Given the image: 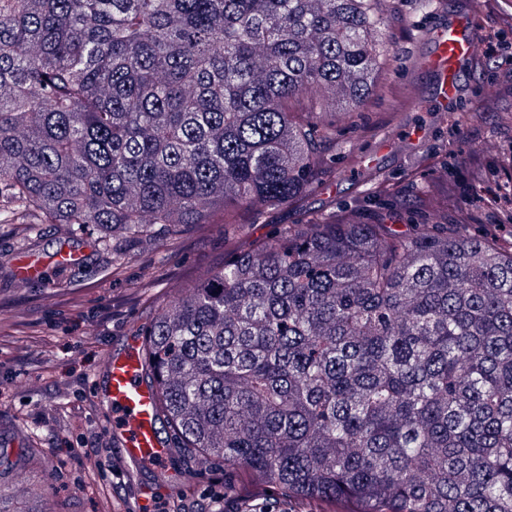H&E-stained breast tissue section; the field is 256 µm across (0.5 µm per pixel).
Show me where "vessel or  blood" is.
Returning a JSON list of instances; mask_svg holds the SVG:
<instances>
[{"label":"vessel or blood","instance_id":"1","mask_svg":"<svg viewBox=\"0 0 512 512\" xmlns=\"http://www.w3.org/2000/svg\"><path fill=\"white\" fill-rule=\"evenodd\" d=\"M431 42L432 50L423 58L422 66L435 78V105L445 110L456 101L461 67L480 46L473 12L461 13L436 27ZM43 265V258L23 254L14 271L17 279L37 280ZM105 371V395L100 406L110 417L108 428L120 447L123 462H163L168 448L156 432L157 396L142 378L140 343L130 342L122 351L109 355Z\"/></svg>","mask_w":512,"mask_h":512}]
</instances>
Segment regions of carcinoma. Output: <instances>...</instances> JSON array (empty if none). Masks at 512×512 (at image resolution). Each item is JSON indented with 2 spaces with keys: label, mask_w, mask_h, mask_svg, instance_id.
<instances>
[{
  "label": "carcinoma",
  "mask_w": 512,
  "mask_h": 512,
  "mask_svg": "<svg viewBox=\"0 0 512 512\" xmlns=\"http://www.w3.org/2000/svg\"><path fill=\"white\" fill-rule=\"evenodd\" d=\"M397 0H0V215L112 244L292 203ZM160 430L332 512H512V245L314 216L142 328Z\"/></svg>",
  "instance_id": "cac0c4a2"
}]
</instances>
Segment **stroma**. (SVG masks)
Wrapping results in <instances>:
<instances>
[{
    "mask_svg": "<svg viewBox=\"0 0 512 512\" xmlns=\"http://www.w3.org/2000/svg\"><path fill=\"white\" fill-rule=\"evenodd\" d=\"M466 4L477 24L500 18L499 54L512 55V0H433L427 10L416 0H400L397 61L379 74L378 91L363 107L337 113L329 149L340 170L348 149L371 155L370 176L314 187L287 206L257 208L242 224L187 225L152 246L131 245L128 263L118 270L111 251L84 242L80 265L48 268L45 280L25 287L17 284L7 256L19 246L15 227L0 222V318L10 323L0 333V434L22 427L32 435L31 448L56 461L49 500L36 488L35 469L12 472L13 481L32 488L13 501L14 512H40L46 504L52 512H135L143 498L162 512H244L245 503L219 496V464L188 484L189 462L172 456L161 467L130 475L96 401L108 353L123 349L151 322L158 299L198 270L222 265L232 247L247 248L313 214L353 213L365 223L383 218L403 231L432 224L436 218L423 202L431 183L448 187L449 223L463 219L468 232L496 227L502 239L512 238V214L481 204L502 178L500 161L512 157V76L479 55L464 70L455 107L438 112L432 76L413 66L430 50V30ZM460 112L472 113V120L455 123ZM391 133L408 136L406 148L379 150ZM144 278L149 288L133 293L132 284Z\"/></svg>",
    "mask_w": 512,
    "mask_h": 512,
    "instance_id": "35a3bbf8",
    "label": "stroma"
}]
</instances>
